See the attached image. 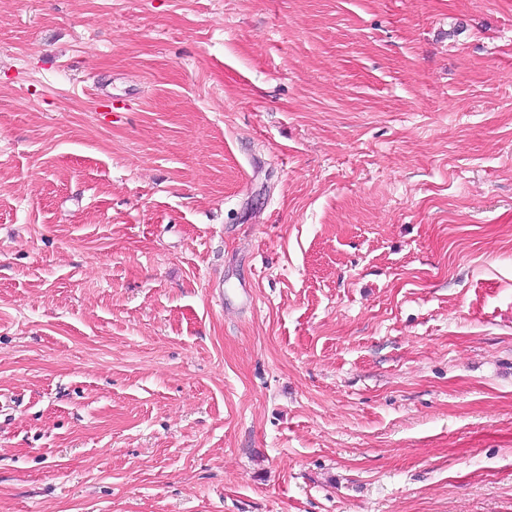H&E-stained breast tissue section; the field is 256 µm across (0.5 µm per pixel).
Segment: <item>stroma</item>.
Segmentation results:
<instances>
[{
    "instance_id": "35a3bbf8",
    "label": "stroma",
    "mask_w": 512,
    "mask_h": 512,
    "mask_svg": "<svg viewBox=\"0 0 512 512\" xmlns=\"http://www.w3.org/2000/svg\"><path fill=\"white\" fill-rule=\"evenodd\" d=\"M0 512H512V0H0Z\"/></svg>"
}]
</instances>
